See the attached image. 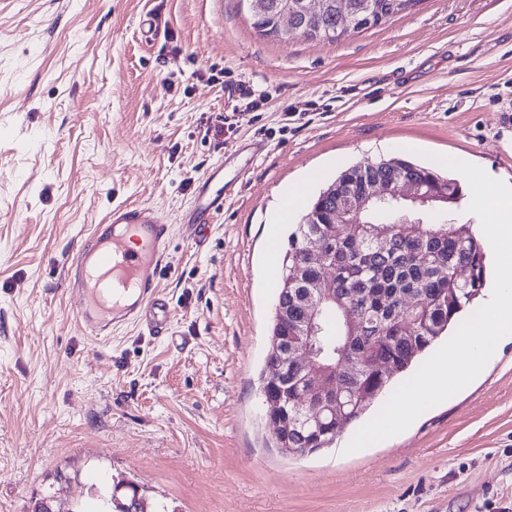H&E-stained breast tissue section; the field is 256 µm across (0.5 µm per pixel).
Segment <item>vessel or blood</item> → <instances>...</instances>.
<instances>
[{"label":"vessel or blood","mask_w":512,"mask_h":512,"mask_svg":"<svg viewBox=\"0 0 512 512\" xmlns=\"http://www.w3.org/2000/svg\"><path fill=\"white\" fill-rule=\"evenodd\" d=\"M254 138L238 145V172H245L265 150ZM207 186L179 218L194 239H201L209 224L224 211V203L238 187L237 178L207 176ZM106 232H93L76 252L67 270V291L75 303V314L86 334L95 339L111 337L127 326H139L150 335L168 332L169 310L160 291L166 248L172 227L152 207L120 204L105 218ZM135 233L137 246H130L128 233Z\"/></svg>","instance_id":"vessel-or-blood-1"}]
</instances>
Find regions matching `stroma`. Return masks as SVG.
<instances>
[{
	"mask_svg": "<svg viewBox=\"0 0 512 512\" xmlns=\"http://www.w3.org/2000/svg\"><path fill=\"white\" fill-rule=\"evenodd\" d=\"M158 15V35L141 21ZM261 94L247 108L237 87ZM267 147L203 245L177 222L240 142ZM512 180V0H419L338 41L260 35L240 0H0V512H512V342L377 447L286 456L259 398L290 228L349 167L428 154ZM119 203L174 229L170 334L86 337L64 284Z\"/></svg>",
	"mask_w": 512,
	"mask_h": 512,
	"instance_id": "obj_1",
	"label": "stroma"
}]
</instances>
